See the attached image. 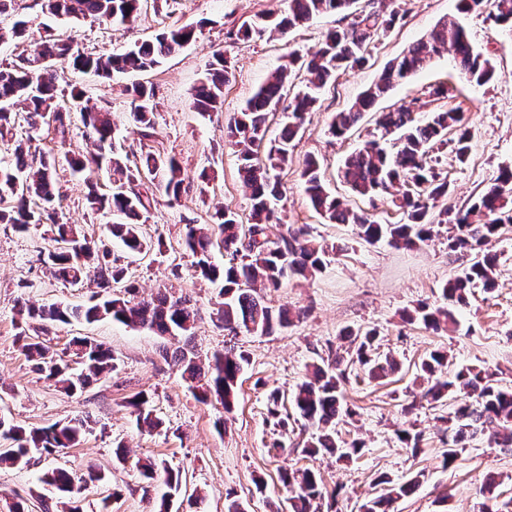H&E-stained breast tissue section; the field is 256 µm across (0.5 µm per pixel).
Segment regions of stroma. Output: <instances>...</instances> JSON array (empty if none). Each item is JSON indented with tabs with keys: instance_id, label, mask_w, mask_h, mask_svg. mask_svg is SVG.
<instances>
[{
	"instance_id": "stroma-1",
	"label": "stroma",
	"mask_w": 512,
	"mask_h": 512,
	"mask_svg": "<svg viewBox=\"0 0 512 512\" xmlns=\"http://www.w3.org/2000/svg\"><path fill=\"white\" fill-rule=\"evenodd\" d=\"M383 4L398 11V22L387 34L375 37L366 63L345 71L323 89L316 108L305 115L295 140L296 162L279 174L284 186L279 203L283 222L268 230L275 238L283 224L305 225L339 252L315 277H295L279 290L264 291L268 306L290 310L288 328L234 338L217 324L216 286L193 275V258L182 245L185 227L210 223L215 210L224 207L248 216L249 192L239 179L237 155L225 145L222 129L268 75L285 63L288 52L314 49L336 27V15H321L282 39L255 36L247 40L228 38L227 33L258 14L287 11L288 0H144L137 20L126 26L91 18L59 20L43 13L38 0H16L14 11L0 15V27L6 29L16 18L26 22L22 38L0 44V64L14 60L23 50L35 49L50 35L71 37L93 53L112 54L163 30L196 25L193 42L143 75L156 87L154 145L179 160L190 187L176 201L157 194L140 231L146 240L161 241L162 246L129 258L127 276L143 295L165 285L175 295L195 301L193 344L200 358H210L232 341L248 359L234 409L228 414L217 402H199L177 366L166 359V352L183 345L182 337L160 336L109 320L75 321L55 327L48 344L62 354L72 337L91 336L112 349L119 366L110 378L82 393L68 396L57 391L21 352L19 306L24 302L83 305L96 287L71 288L52 277L43 263L50 245L46 225L19 233L12 225L0 224V416L28 428L75 418L86 420L90 427L79 447L35 455L22 469L0 467V512H8L13 502L21 503L25 512H63L41 476L56 467L82 473L90 466L104 470L109 480L83 488L82 512H158L166 487L162 481L150 483L141 477L135 463L146 457L165 461L183 473L182 487L171 498L168 512H226L233 501L241 512H271L273 505L287 498L282 472L299 468L315 472L326 489L335 493V500H323L321 512H358L365 498L377 495L372 481L380 473L397 481L419 480L411 496L394 503L393 512H485L489 503L512 501V448L476 439L452 465H445L448 445L443 418L452 412L455 401L424 402L418 377L422 360L440 349L449 355L450 370H489L512 383V226L494 244L502 270L495 288H475L457 312V326L435 331L417 321H404L402 314L421 304L441 305L443 285L468 266V256L449 251L441 232L413 247L365 243L354 225L327 223L313 209L301 184L299 161L315 155L332 194L377 223L398 222L401 214L389 195H354L336 172L345 157L369 139L377 113L426 97L440 84L447 96L434 106L464 113L471 150L462 163L452 150L444 151L441 168L450 194L439 200V207L467 210L501 167L512 166V35L483 14L463 20L474 45L492 61L497 80L483 86L470 83L444 51L426 69L397 85L345 137L329 135L332 115L349 108L388 61L438 21L459 17L456 0H383ZM219 52L230 60L232 76L224 88L222 111L205 118L192 109L191 94ZM58 74L61 88L82 90V104L110 108L127 145L138 143L140 135L127 119L131 101L124 92L131 75L102 78L65 65ZM203 171L209 182L200 190L195 182ZM59 188L67 222L80 225L87 238L104 236V218L86 208L83 179L61 173ZM367 328L377 329L380 352L392 353L400 369L380 384L352 379L345 386L346 404L355 414L339 421L338 435L348 442L360 439L365 446L349 461L305 455L309 431L293 412L291 392L304 379L307 364L338 348L343 332ZM274 390L282 395L281 412L289 416L284 431L269 414L268 396ZM140 391L148 393L153 414L162 422L150 432L137 427L125 406ZM402 427L422 432L418 451L401 447L395 431ZM280 437L286 441L285 448H273V440ZM119 444L128 450L127 462L114 457ZM490 472L496 475V487L488 494L483 487ZM47 502L52 505L48 511L43 508Z\"/></svg>"
}]
</instances>
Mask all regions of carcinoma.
I'll list each match as a JSON object with an SVG mask.
<instances>
[{"instance_id": "cac0c4a2", "label": "carcinoma", "mask_w": 512, "mask_h": 512, "mask_svg": "<svg viewBox=\"0 0 512 512\" xmlns=\"http://www.w3.org/2000/svg\"><path fill=\"white\" fill-rule=\"evenodd\" d=\"M143 0H41L44 13L71 20L87 17L102 23L128 25L133 23ZM357 0H288V11L268 13L242 26L237 35L249 37L286 36L311 19L326 13H336L348 23L329 31L318 48L308 57L288 53V64L273 71L265 83L246 102L245 107L224 128V142L237 153L238 175L250 191L251 208L247 221L229 208L218 209L210 224H188L184 246L193 257L194 273L212 284L220 285L217 302L218 319L224 330L238 334L269 335L290 325L288 310L267 306L259 291L279 288L295 276H313L321 272L330 256L328 246L311 237L305 228L287 225L286 232L273 240L267 226L280 222L272 201L283 197V186L274 171L282 170L293 161L294 144L304 115L319 101V93L336 73L365 61L374 37L394 28L398 12H386L375 3L355 8ZM463 12H488L496 24L512 29V0H459ZM196 26L182 25L167 29L151 40L135 43L121 54L96 55L82 52L71 40L54 36L42 41L32 53L0 67V138L15 140L11 156L0 160V224H11L25 231L31 224H48L51 249L43 263L51 275L70 286L95 283L106 289L102 296L94 295L87 305L71 306L54 303L48 306L24 304L19 314L37 324L35 335L19 332L24 340L22 351L27 360L47 381L66 394L74 395L92 381L109 377L117 368L112 350L101 343H89L86 336H75L70 342L71 355L81 359V369L71 368L68 361L46 344L43 336L58 324L72 321L94 323L112 320L127 326L151 330L160 336L194 334L197 310L189 299L176 297L166 290L145 299L132 282L125 283L126 268L119 258L112 257L106 241L87 240L79 227L60 221V178L56 157L38 156L25 148L24 139L16 138L18 107L25 113L24 121L34 130L40 124L54 132L55 138L66 142L71 129V109L79 104L81 92L73 91L64 99L58 86L56 63L75 69H87L98 76L114 73H141L155 69L163 61L195 39ZM450 47L455 66L461 74L478 86L496 78L490 60L478 51L469 32L453 20H441L419 41L391 60L378 81L368 87L347 111L336 113L329 132L346 135L381 99L399 83L410 79L429 64L441 50ZM231 74L230 62L224 54L215 56L209 72L196 87L192 107L201 116L221 111L224 85ZM131 97L130 119L139 128L143 140L153 137L155 117V88L133 83L126 88ZM291 98L289 109L292 121L281 131L277 142L265 156L258 147L266 137L269 113ZM80 119L85 138L92 143L88 154H63L71 175H81L88 186L86 206L93 214L113 213L120 220L106 225L109 235L119 241L125 251L140 255L150 250L140 233L144 214L151 208L153 197L143 188V179L156 183V188L168 198L177 199L189 189L179 161L161 150L140 147L126 149L116 144L117 123L105 107H80ZM379 135L366 141L361 148L347 156L338 177L357 196L386 194L390 188L402 187L392 199L401 212L397 224H378L365 213L354 211L326 188L321 163L313 155L302 161L300 172L304 191L313 208L331 224H354L357 235L367 243L382 239L392 246H414L429 240L434 225H448V248L473 253L467 269L451 277L442 295L448 304L430 308L426 305L406 313L407 320L420 321L435 329L457 324L456 309L466 304L471 289L480 285L486 290L495 286L501 274L498 255L490 244L504 222H512L508 203L512 202V167L499 171L491 186L464 212L454 213L445 208L434 214L438 200L448 197L449 185L438 168L439 153L449 144L456 158L463 162L470 151V131L463 115L448 110L436 111L422 120L410 105H402L378 115ZM107 167L115 178L112 191L98 192L92 176L95 170ZM484 218L474 223L470 217ZM224 249L230 259L224 263L214 260V251ZM378 333L374 329L347 333L354 345V356L336 355L333 363H313L308 377L297 384L293 394L294 410L313 429L305 442L309 455L334 454L349 460L361 452L362 445L339 438L336 430L340 416H353L344 408L343 385L349 371L361 370L370 380L382 379L398 368L389 355L379 352ZM247 358L244 353L227 348L208 359L207 366L190 349L174 355V363L182 370L185 381L192 385L203 402L215 400L232 411L237 398L240 373ZM448 365V355L433 351L421 364L428 375L424 397L437 402L449 393L463 395L446 419L448 453L446 464L454 463L459 450L467 442L488 437L499 448L512 447V387L505 386L489 371L461 369L442 379L435 373ZM138 427L155 429L161 422L153 416L147 395L139 392L127 401ZM89 426L85 420L54 423L47 427L26 428L0 416V465L24 468L30 464L35 451L51 454L58 448H74L81 444ZM398 441L417 451L422 432L403 428L396 431ZM140 474L148 479H160L177 493L182 486L180 471L156 459L137 460ZM108 477L92 468L77 475L67 468H55L41 478L54 487L63 498L79 493L88 482H107ZM281 481L288 491L289 512H318L317 500L323 491L321 480L309 470L285 471ZM374 484H387V492L364 500L359 512H392V504L415 492L417 481L395 482L385 475Z\"/></svg>"}]
</instances>
